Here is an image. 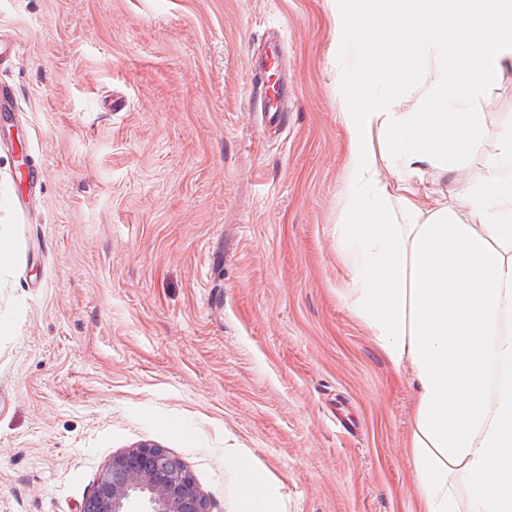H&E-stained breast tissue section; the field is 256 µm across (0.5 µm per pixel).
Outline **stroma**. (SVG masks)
Returning a JSON list of instances; mask_svg holds the SVG:
<instances>
[{"label":"stroma","instance_id":"1","mask_svg":"<svg viewBox=\"0 0 512 512\" xmlns=\"http://www.w3.org/2000/svg\"><path fill=\"white\" fill-rule=\"evenodd\" d=\"M328 0H0V512H80L113 455L239 462L283 512H417L414 393L348 310ZM279 37L288 119L250 61ZM455 198L512 126V68ZM260 114H261V128L271 129L282 127L287 119L286 111L281 103V97L278 93H269L265 91L260 95Z\"/></svg>","mask_w":512,"mask_h":512}]
</instances>
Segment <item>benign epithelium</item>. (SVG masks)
<instances>
[{"mask_svg": "<svg viewBox=\"0 0 512 512\" xmlns=\"http://www.w3.org/2000/svg\"><path fill=\"white\" fill-rule=\"evenodd\" d=\"M145 501L146 512H209L183 462L154 443H141L112 457L81 512H131Z\"/></svg>", "mask_w": 512, "mask_h": 512, "instance_id": "7a95c632", "label": "benign epithelium"}]
</instances>
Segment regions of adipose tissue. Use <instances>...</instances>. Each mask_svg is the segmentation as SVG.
Returning <instances> with one entry per match:
<instances>
[{"label": "adipose tissue", "instance_id": "ef3b65f1", "mask_svg": "<svg viewBox=\"0 0 512 512\" xmlns=\"http://www.w3.org/2000/svg\"><path fill=\"white\" fill-rule=\"evenodd\" d=\"M347 167L336 226L349 311L415 392L419 512H512V127L455 204L471 105L512 66V0H329Z\"/></svg>", "mask_w": 512, "mask_h": 512}]
</instances>
